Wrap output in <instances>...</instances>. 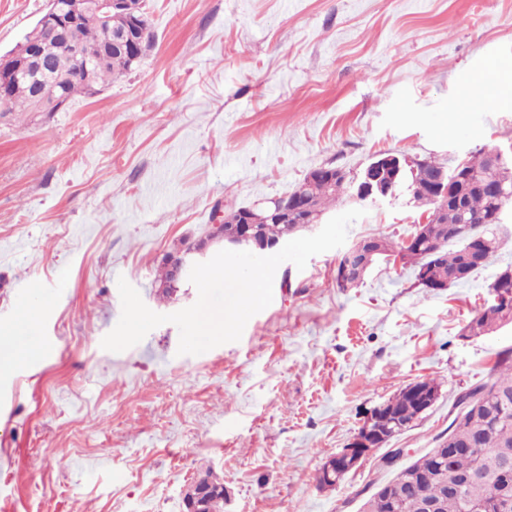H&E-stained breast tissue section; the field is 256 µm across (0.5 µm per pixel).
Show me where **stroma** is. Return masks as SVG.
I'll use <instances>...</instances> for the list:
<instances>
[{
    "label": "stroma",
    "instance_id": "obj_1",
    "mask_svg": "<svg viewBox=\"0 0 512 512\" xmlns=\"http://www.w3.org/2000/svg\"><path fill=\"white\" fill-rule=\"evenodd\" d=\"M47 0H0V54ZM153 40L122 77L58 112L0 116V512H183L204 472L224 512H359L373 462L338 486L316 481L366 412L413 381L439 398L391 447L430 448L458 394L488 380L512 326L468 341L460 328L512 266V209L492 264L439 291L401 262L337 288L335 248L282 263L273 300L239 341L178 354L179 330L106 351L121 315L118 278L155 313L167 254L209 242L216 204L288 195L323 165L359 174L377 154L445 166L512 149V0H145ZM475 112L451 102L475 86ZM364 217L347 244L405 241L424 214L408 198L344 199ZM32 280L45 307L21 302ZM34 314L47 354L24 355Z\"/></svg>",
    "mask_w": 512,
    "mask_h": 512
}]
</instances>
